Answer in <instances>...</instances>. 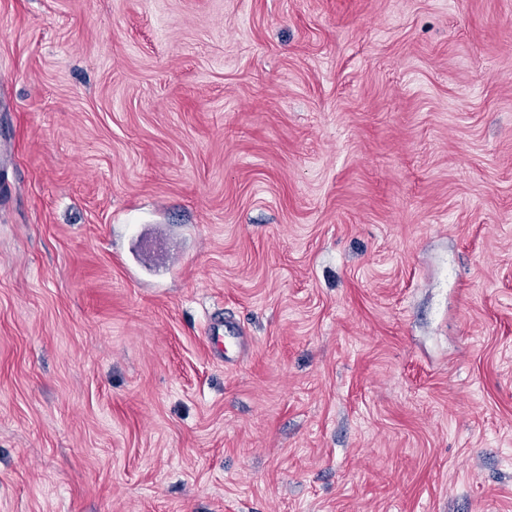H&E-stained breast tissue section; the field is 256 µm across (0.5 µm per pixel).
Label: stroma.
<instances>
[{"instance_id": "stroma-1", "label": "stroma", "mask_w": 512, "mask_h": 512, "mask_svg": "<svg viewBox=\"0 0 512 512\" xmlns=\"http://www.w3.org/2000/svg\"><path fill=\"white\" fill-rule=\"evenodd\" d=\"M0 512H512V0H0Z\"/></svg>"}]
</instances>
